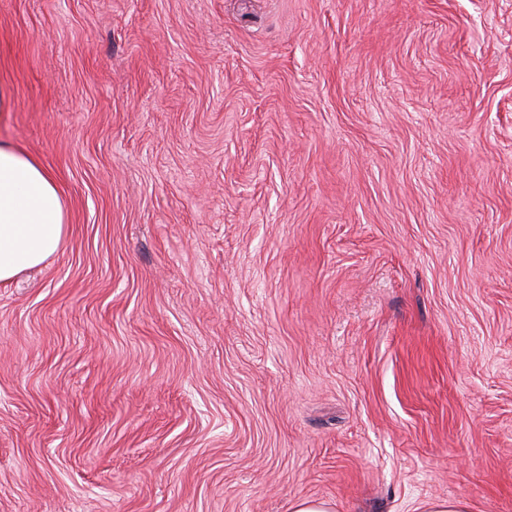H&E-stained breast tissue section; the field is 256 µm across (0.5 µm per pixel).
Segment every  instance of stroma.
<instances>
[{
    "label": "stroma",
    "instance_id": "1",
    "mask_svg": "<svg viewBox=\"0 0 512 512\" xmlns=\"http://www.w3.org/2000/svg\"><path fill=\"white\" fill-rule=\"evenodd\" d=\"M0 82V512H512V0H0ZM64 223L53 176L17 145L0 142V283L55 253ZM422 512H470V506L462 497L435 498L423 504Z\"/></svg>",
    "mask_w": 512,
    "mask_h": 512
}]
</instances>
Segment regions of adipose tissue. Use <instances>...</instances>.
<instances>
[{
	"mask_svg": "<svg viewBox=\"0 0 512 512\" xmlns=\"http://www.w3.org/2000/svg\"><path fill=\"white\" fill-rule=\"evenodd\" d=\"M64 223L53 176L17 145L0 142V283L55 253Z\"/></svg>",
	"mask_w": 512,
	"mask_h": 512,
	"instance_id": "adipose-tissue-1",
	"label": "adipose tissue"
}]
</instances>
